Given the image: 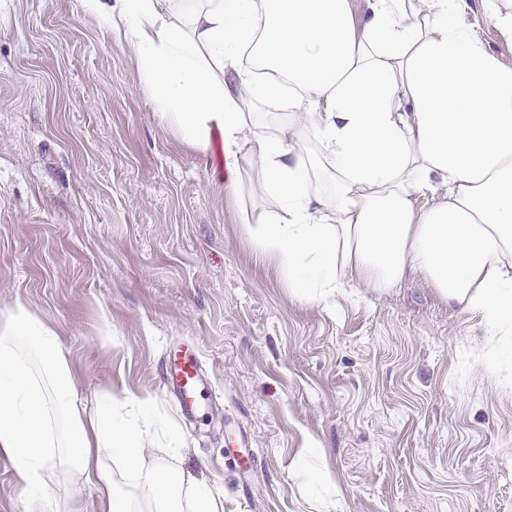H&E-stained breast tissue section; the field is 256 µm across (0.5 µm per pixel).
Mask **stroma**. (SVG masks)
<instances>
[{
	"label": "stroma",
	"instance_id": "1",
	"mask_svg": "<svg viewBox=\"0 0 512 512\" xmlns=\"http://www.w3.org/2000/svg\"><path fill=\"white\" fill-rule=\"evenodd\" d=\"M18 302L87 396L152 402L224 512H512L503 337L417 274L295 297L238 222L221 136L203 151L162 122L81 0H0V311ZM183 341L195 425L163 385Z\"/></svg>",
	"mask_w": 512,
	"mask_h": 512
}]
</instances>
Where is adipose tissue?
<instances>
[{
  "label": "adipose tissue",
  "mask_w": 512,
  "mask_h": 512,
  "mask_svg": "<svg viewBox=\"0 0 512 512\" xmlns=\"http://www.w3.org/2000/svg\"><path fill=\"white\" fill-rule=\"evenodd\" d=\"M465 0H82L137 56L160 117L193 146L224 136L258 258L302 300L401 287L512 334V63L457 23ZM287 97L285 124L255 119ZM148 401L87 403L56 327L0 313V456L25 512H224L217 491L145 445Z\"/></svg>",
  "instance_id": "obj_1"
}]
</instances>
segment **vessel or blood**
Masks as SVG:
<instances>
[{
	"mask_svg": "<svg viewBox=\"0 0 512 512\" xmlns=\"http://www.w3.org/2000/svg\"><path fill=\"white\" fill-rule=\"evenodd\" d=\"M181 415L197 420L202 409L201 399L206 377L199 357L189 350H177L169 358L167 377Z\"/></svg>",
	"mask_w": 512,
	"mask_h": 512,
	"instance_id": "b4317fda",
	"label": "vessel or blood"
}]
</instances>
